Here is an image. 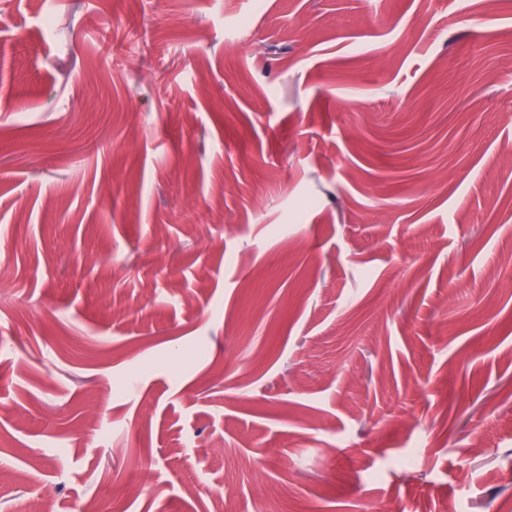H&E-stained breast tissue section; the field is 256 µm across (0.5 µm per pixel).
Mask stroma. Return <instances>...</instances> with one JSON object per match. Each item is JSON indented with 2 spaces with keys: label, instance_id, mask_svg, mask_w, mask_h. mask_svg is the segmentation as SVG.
<instances>
[{
  "label": "stroma",
  "instance_id": "35a3bbf8",
  "mask_svg": "<svg viewBox=\"0 0 512 512\" xmlns=\"http://www.w3.org/2000/svg\"><path fill=\"white\" fill-rule=\"evenodd\" d=\"M512 512V0H0V512Z\"/></svg>",
  "mask_w": 512,
  "mask_h": 512
}]
</instances>
